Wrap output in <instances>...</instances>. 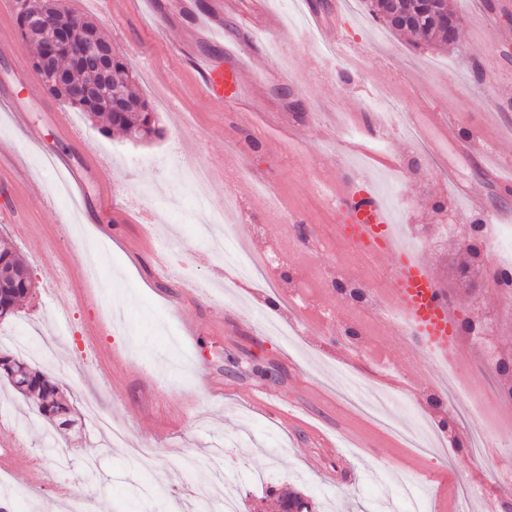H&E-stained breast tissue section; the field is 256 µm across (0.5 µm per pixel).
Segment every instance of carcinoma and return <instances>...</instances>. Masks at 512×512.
Returning a JSON list of instances; mask_svg holds the SVG:
<instances>
[{
  "label": "carcinoma",
  "instance_id": "carcinoma-1",
  "mask_svg": "<svg viewBox=\"0 0 512 512\" xmlns=\"http://www.w3.org/2000/svg\"><path fill=\"white\" fill-rule=\"evenodd\" d=\"M364 2L374 20L393 33H408L438 49L451 48L460 41L462 17L450 8L448 0H403L404 17L398 22L387 19L388 0ZM36 7L46 14L51 26L58 27L62 36L58 65L71 71L72 85L47 82L46 90L69 107L86 114L89 120L99 123L104 132L116 127L131 140L140 142L161 136L154 112L133 86L129 64L118 54L112 59V85L100 89L92 98L77 96L78 86L94 81V77L77 63L76 56L81 53L90 34L100 37L98 25H93L94 31H89L88 19L64 13L57 0H37ZM18 29L21 44L34 46L33 62H38L44 53L46 36L36 29L26 30L21 21L18 22ZM115 93L127 99L128 106L123 112L112 109ZM26 267L23 257L8 242L0 243V304L12 313L26 298L28 289L36 287L33 281L20 276V271ZM0 360L4 364V367H0V375L11 383L17 393L33 403L54 429L69 431L76 428L75 412L58 383L20 357L0 353Z\"/></svg>",
  "mask_w": 512,
  "mask_h": 512
}]
</instances>
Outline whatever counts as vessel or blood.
I'll use <instances>...</instances> for the list:
<instances>
[{
  "instance_id": "1",
  "label": "vessel or blood",
  "mask_w": 512,
  "mask_h": 512,
  "mask_svg": "<svg viewBox=\"0 0 512 512\" xmlns=\"http://www.w3.org/2000/svg\"><path fill=\"white\" fill-rule=\"evenodd\" d=\"M227 11L238 16L247 36L257 42L275 36L281 28V20L270 11L267 0H217L213 12L193 15L190 25L171 40L170 50L175 56L190 58L200 75L195 86L200 96L236 111L251 104L244 93V84L252 70L251 57L229 42L224 46L227 64L220 67L210 54L198 49L200 43L218 31L222 15ZM464 198L467 213L485 217L490 223H512L511 208L490 211L481 196L468 192ZM335 205L342 221L343 237L360 256H393L390 294L394 306L404 315L399 332L419 341L422 350L435 362H447L449 354L457 350L451 304L437 287L422 257L393 245L392 225L383 199L369 183L353 178L344 181L337 190Z\"/></svg>"
}]
</instances>
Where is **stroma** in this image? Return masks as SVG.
<instances>
[{"label":"stroma","instance_id":"obj_1","mask_svg":"<svg viewBox=\"0 0 512 512\" xmlns=\"http://www.w3.org/2000/svg\"><path fill=\"white\" fill-rule=\"evenodd\" d=\"M212 10L213 0H127L106 11L102 0H65L94 17L103 36L132 66L150 102L161 138L134 142L102 133L80 112L49 96L32 68L0 55V92L14 95L39 131L37 140L0 109V142L21 152L25 167L0 157V237L25 258L37 288L22 308L0 320V338L25 330L55 349L43 368L59 379L79 418L59 434L0 380V443L13 445L26 467L0 468V502L12 512H71L74 499L90 512H174L195 506L218 470L239 484V512H279L274 489L292 488L316 512H411L404 487L417 482L426 512H506L512 486H497V463L512 458V441L490 432L473 460L468 430L444 435L448 397L434 389L442 365L423 356L410 337L368 332L374 310L355 314L358 351L346 349L317 313H309L302 353L267 335L256 313L258 291L227 279L211 230L252 253L276 244L273 219L257 206L250 183L234 179L230 156L260 175L282 211L306 218L313 236H336L335 209L318 188L359 162L399 226L417 246L454 317L476 312L491 325L487 341L461 339V380L490 392L500 380L490 350L512 356V297L458 276L463 229L455 224L462 191L491 206L512 207V190L493 187L478 161L456 153L440 129L404 119L422 111L462 112L463 134L475 149L494 147L512 164V114L489 123L484 102L512 99V44L494 51L486 27L512 31V0H449L463 18L457 48L438 51L387 32L363 0H269L284 27L266 46H249L250 83L263 91L245 112L221 109L194 95L188 60L170 55L163 31L187 25L186 2ZM311 6L339 27L345 44L334 53L311 37L302 19ZM451 81H443V74ZM380 102L386 142L372 138L371 105ZM357 128L356 148L325 155L323 135L337 114ZM69 136H61L59 124ZM64 158L81 175L77 192L52 168ZM205 167L203 189L184 171ZM349 246L293 247L287 263L269 271L278 289L308 269L320 304L338 295L327 277L335 267L384 281L392 255L351 263ZM167 372H160L159 364ZM95 406L98 421L86 417ZM166 489L161 508L151 488Z\"/></svg>","mask_w":512,"mask_h":512}]
</instances>
